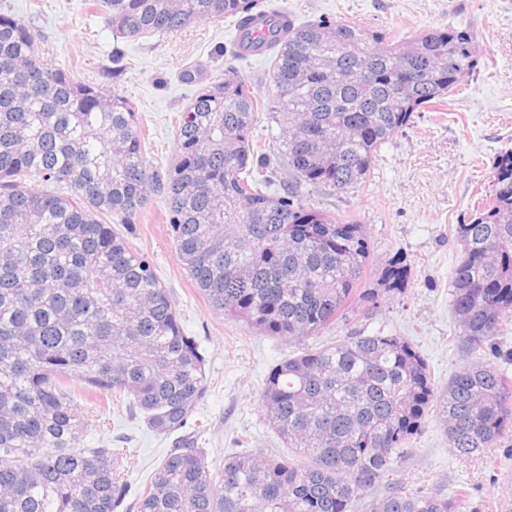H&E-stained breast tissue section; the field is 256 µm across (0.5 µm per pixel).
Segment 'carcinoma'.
<instances>
[{"mask_svg": "<svg viewBox=\"0 0 512 512\" xmlns=\"http://www.w3.org/2000/svg\"><path fill=\"white\" fill-rule=\"evenodd\" d=\"M112 32L172 33L268 0H90ZM454 27L390 45L343 22L296 25L274 52L273 119L296 184L270 193L254 137L263 104L237 75L197 93L178 117L179 156L144 157L138 112L121 93L76 79L35 34L0 11V512H459L467 492H407L393 475L422 420L436 414L453 452L485 455L512 428V379L474 362L440 388L396 335L311 342L354 304L370 245L363 226L311 206L298 187L343 192L379 147L477 69ZM371 79L362 78L364 70ZM164 198L178 258L209 306L295 343L267 375L260 407L288 454L209 459L186 442L136 488L128 448H83L82 419L103 397L157 435L184 428L206 392V356L185 334L153 265L99 219L131 225ZM462 245L452 306L468 350L512 323V151L487 202L455 227ZM405 269L390 261L396 291Z\"/></svg>", "mask_w": 512, "mask_h": 512, "instance_id": "obj_1", "label": "carcinoma"}]
</instances>
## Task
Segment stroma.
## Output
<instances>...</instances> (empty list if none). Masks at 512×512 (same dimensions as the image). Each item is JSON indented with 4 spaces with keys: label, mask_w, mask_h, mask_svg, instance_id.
I'll return each mask as SVG.
<instances>
[{
    "label": "stroma",
    "mask_w": 512,
    "mask_h": 512,
    "mask_svg": "<svg viewBox=\"0 0 512 512\" xmlns=\"http://www.w3.org/2000/svg\"><path fill=\"white\" fill-rule=\"evenodd\" d=\"M297 23L327 18L384 32L389 42L407 41L431 28L471 32L479 58L444 102L414 113L410 125L379 148L370 175L344 192L308 185L301 192L319 209L362 224L373 265L368 287H377L387 261L401 257L408 278L402 291L381 294L376 307L361 306L325 330L322 341L345 336L394 334L406 338L429 364L438 385L464 367L469 356L463 329L452 309V277L461 253L454 229L480 207L493 182L494 161L512 150V0H279ZM35 32L45 56L71 66L75 78L124 94L145 130V156L153 164L177 155L175 120L201 83L184 79L201 68L206 81L224 77L233 18L198 21L153 38L119 37L104 15L88 12L85 0H0ZM120 51V76H113V51ZM238 75L265 104L276 88L273 59H240ZM204 80V81H205ZM255 136L276 161L271 189L292 179L281 148V127L261 113ZM125 237L153 264L169 289L187 335L198 341L207 364L208 390L188 425L168 436L149 432L140 416L122 407L90 411L83 445L132 448L136 457L124 477L145 483L170 448L195 440L215 459L248 451L281 453L285 447L259 404L269 370L289 351L280 338L245 323L224 319L209 307L176 253L161 197L152 196ZM413 451L398 479L410 492L441 495L466 486L460 512H512V435L488 456L461 458L448 445L440 421L428 416L413 439Z\"/></svg>",
    "instance_id": "stroma-1"
}]
</instances>
